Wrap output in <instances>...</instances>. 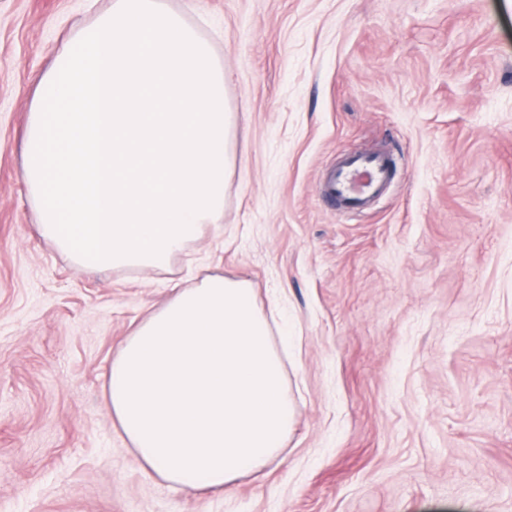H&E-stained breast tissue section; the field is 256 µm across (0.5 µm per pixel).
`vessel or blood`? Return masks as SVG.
I'll return each mask as SVG.
<instances>
[{
  "instance_id": "b4317fda",
  "label": "vessel or blood",
  "mask_w": 512,
  "mask_h": 512,
  "mask_svg": "<svg viewBox=\"0 0 512 512\" xmlns=\"http://www.w3.org/2000/svg\"><path fill=\"white\" fill-rule=\"evenodd\" d=\"M394 177L395 165L389 153L350 155L324 179L322 191L339 213L352 215L363 212Z\"/></svg>"
}]
</instances>
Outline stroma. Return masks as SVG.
I'll return each mask as SVG.
<instances>
[{
  "instance_id": "stroma-1",
  "label": "stroma",
  "mask_w": 512,
  "mask_h": 512,
  "mask_svg": "<svg viewBox=\"0 0 512 512\" xmlns=\"http://www.w3.org/2000/svg\"><path fill=\"white\" fill-rule=\"evenodd\" d=\"M235 115L224 216L165 271L44 240L21 175L35 81L112 0H0V512H512V0H165ZM388 150L345 220L320 182ZM278 297L294 422L226 493L146 470L112 357L202 274Z\"/></svg>"
}]
</instances>
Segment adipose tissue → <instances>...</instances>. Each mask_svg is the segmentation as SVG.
I'll return each instance as SVG.
<instances>
[{
	"label": "adipose tissue",
	"mask_w": 512,
	"mask_h": 512,
	"mask_svg": "<svg viewBox=\"0 0 512 512\" xmlns=\"http://www.w3.org/2000/svg\"><path fill=\"white\" fill-rule=\"evenodd\" d=\"M107 401L147 468L219 493L283 448L294 418L254 288L218 274L177 291L126 337Z\"/></svg>",
	"instance_id": "1"
}]
</instances>
